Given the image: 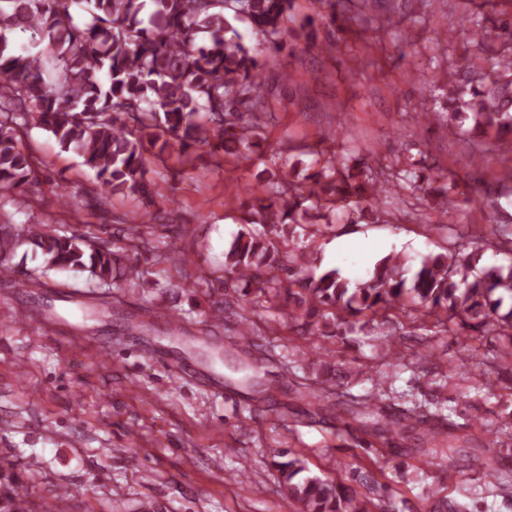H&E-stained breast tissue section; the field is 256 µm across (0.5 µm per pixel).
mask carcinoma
I'll use <instances>...</instances> for the list:
<instances>
[{"label":"carcinoma","instance_id":"cac0c4a2","mask_svg":"<svg viewBox=\"0 0 512 512\" xmlns=\"http://www.w3.org/2000/svg\"><path fill=\"white\" fill-rule=\"evenodd\" d=\"M401 0H359L362 13L376 22L391 20ZM293 0H0V200H15L36 182L40 160L24 147L22 136L33 129L52 134L61 150L76 154L94 172L102 192L135 197L148 206L158 195L147 174L151 162L167 163L177 149L173 176L196 168L198 148L209 147L216 161L245 158L258 145L265 102L262 66L232 21H244L262 34L277 54ZM468 76L444 75L448 103L432 109L448 134L467 137L474 130L498 143L512 144V55L489 71L464 60ZM472 123V130L464 128ZM312 173L296 177L272 151L266 177L258 187L263 198L247 211L243 228L224 251V291L234 301L217 308L237 317V324L258 325L252 318L272 300L288 303V328L309 343V366L332 378L348 377L327 361L320 340L341 337L355 327H382L414 319L433 334L469 328L499 342L498 357H512V264L477 268L458 257V250L428 254L412 279L404 276L406 257L390 253L373 276L353 285L336 269L315 274L318 257L293 245L281 251L274 241L286 234L313 236L328 224H358L365 213L389 222L388 207L406 194L422 195L428 207L448 212L458 205L459 183L452 174L424 173L409 156L384 164L369 152L335 147L309 149ZM31 246L48 269L88 272L102 285L135 284L139 268L125 255L81 235H60L39 225L0 224V270L12 276L7 257L19 242ZM245 370L238 384L261 393L268 406L278 399L253 361H239ZM298 398L327 410L330 387L302 383ZM343 427H361L379 438L367 448L368 462L345 465L352 480L367 486L359 495L341 479L309 474L306 460L288 453L276 461L288 497L297 512H377L390 501V488L375 473L388 456L408 455L398 439L402 430L418 432L428 447L420 459L436 464L437 449L445 456L457 425L444 414V403L415 404L392 411L379 392L354 395L344 404ZM477 441L469 468L482 470L487 490L512 492V472L501 466L505 449L480 443L483 418L474 416ZM0 512H29V500L13 470L0 469ZM417 512H471L468 503L421 497Z\"/></svg>","mask_w":512,"mask_h":512}]
</instances>
